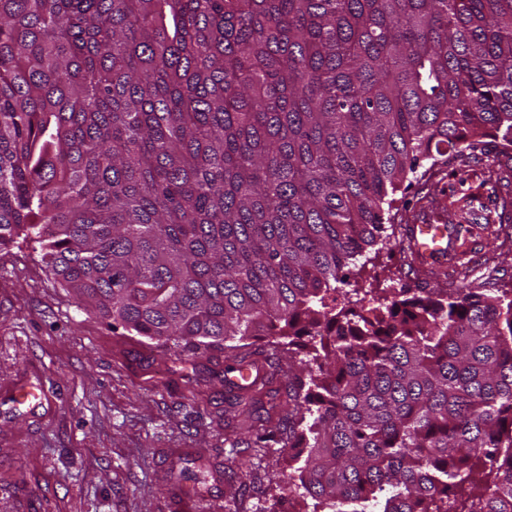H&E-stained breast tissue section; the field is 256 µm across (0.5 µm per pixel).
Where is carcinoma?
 Wrapping results in <instances>:
<instances>
[{
  "label": "carcinoma",
  "mask_w": 512,
  "mask_h": 512,
  "mask_svg": "<svg viewBox=\"0 0 512 512\" xmlns=\"http://www.w3.org/2000/svg\"><path fill=\"white\" fill-rule=\"evenodd\" d=\"M487 136L512 0H0V247L162 353L263 360L227 441L299 449L309 512H512V298L336 297Z\"/></svg>",
  "instance_id": "obj_1"
}]
</instances>
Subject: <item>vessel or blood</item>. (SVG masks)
<instances>
[{
  "label": "vessel or blood",
  "mask_w": 512,
  "mask_h": 512,
  "mask_svg": "<svg viewBox=\"0 0 512 512\" xmlns=\"http://www.w3.org/2000/svg\"><path fill=\"white\" fill-rule=\"evenodd\" d=\"M406 240L418 263L424 266L447 267L457 253L456 229L439 216L408 225Z\"/></svg>",
  "instance_id": "b4317fda"
}]
</instances>
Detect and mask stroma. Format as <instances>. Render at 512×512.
I'll use <instances>...</instances> for the list:
<instances>
[{
    "label": "stroma",
    "mask_w": 512,
    "mask_h": 512,
    "mask_svg": "<svg viewBox=\"0 0 512 512\" xmlns=\"http://www.w3.org/2000/svg\"><path fill=\"white\" fill-rule=\"evenodd\" d=\"M395 199L394 236L366 249L342 291L374 302L465 283L512 296L511 156L490 147L460 176L426 175ZM432 208L465 227L437 278L405 243L407 224ZM32 366L47 397L37 410L13 394ZM224 368L217 351L181 364L113 333L55 282L38 243L0 247V512H279L289 453L229 447Z\"/></svg>",
    "instance_id": "35a3bbf8"
}]
</instances>
